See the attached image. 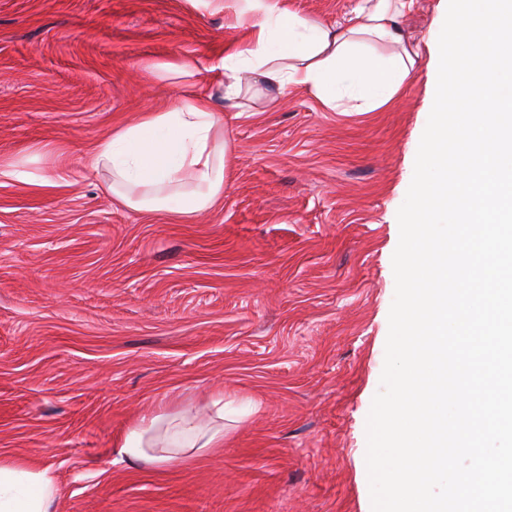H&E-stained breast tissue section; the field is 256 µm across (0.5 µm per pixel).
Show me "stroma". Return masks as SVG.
Segmentation results:
<instances>
[{
    "mask_svg": "<svg viewBox=\"0 0 512 512\" xmlns=\"http://www.w3.org/2000/svg\"><path fill=\"white\" fill-rule=\"evenodd\" d=\"M248 37L235 0H0V459L49 469L56 512H370L426 62L372 112L294 86L225 107L224 200L190 224L114 203L87 164L214 90ZM218 393L254 405L222 447L116 462L151 406Z\"/></svg>",
    "mask_w": 512,
    "mask_h": 512,
    "instance_id": "1",
    "label": "stroma"
}]
</instances>
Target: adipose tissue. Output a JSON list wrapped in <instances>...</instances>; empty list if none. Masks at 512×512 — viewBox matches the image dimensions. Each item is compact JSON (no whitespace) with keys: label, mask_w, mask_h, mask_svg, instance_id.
Returning <instances> with one entry per match:
<instances>
[{"label":"adipose tissue","mask_w":512,"mask_h":512,"mask_svg":"<svg viewBox=\"0 0 512 512\" xmlns=\"http://www.w3.org/2000/svg\"><path fill=\"white\" fill-rule=\"evenodd\" d=\"M415 2L360 0L344 21L329 23L290 11L282 0H241L238 19L250 37L219 59L217 96L185 97L168 111L146 112L139 122L114 128L97 142L91 166L105 174L106 189L120 205L191 221L224 196L229 143L216 100L236 101L248 86L273 101L299 86L327 107L346 96L358 101L359 111H374L394 99L420 54L399 27ZM379 42L396 45V52L377 53ZM208 408L204 420L189 409L155 407L127 430L115 453L123 463L170 465L222 447L223 399ZM58 494L49 470L0 460V512H55Z\"/></svg>","instance_id":"ef3b65f1"}]
</instances>
